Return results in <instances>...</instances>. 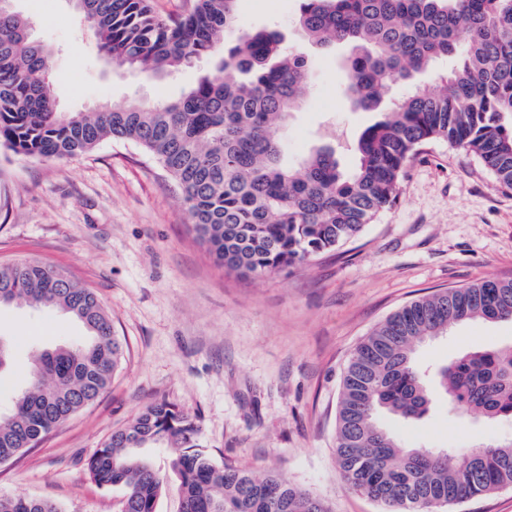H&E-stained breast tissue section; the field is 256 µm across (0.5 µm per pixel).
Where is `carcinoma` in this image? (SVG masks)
I'll return each mask as SVG.
<instances>
[{
    "label": "carcinoma",
    "instance_id": "cac0c4a2",
    "mask_svg": "<svg viewBox=\"0 0 512 512\" xmlns=\"http://www.w3.org/2000/svg\"><path fill=\"white\" fill-rule=\"evenodd\" d=\"M81 16L100 54L149 77L219 57L238 23L237 0H189L173 16L152 0H83ZM298 25L323 47H352L344 60L353 110L377 112L392 82L405 94L367 126L355 163L317 149L295 166L281 161L280 133L308 92L307 56L262 29L219 57L213 74L178 101L114 103L63 112L50 81L51 50L29 36V20L0 8V146L62 160L107 139L134 143L179 187L217 264L263 278L306 264L358 237L398 198L410 161L432 139L476 155L512 188V0H300ZM436 73L441 90L415 83ZM52 306L85 336L37 349L31 369L0 413V462L35 447L95 401L124 353L112 319L91 289L38 261L0 262V305ZM512 320V279L490 278L404 305L356 348L342 378L336 470L344 485L386 512H433L512 487V440L462 452L404 448L376 421L385 410L423 417L436 389L459 415L512 418V347L467 351L442 367L436 385L414 365L415 347L472 320ZM12 348L0 337V383L12 376ZM196 418L153 402L115 430L88 463L98 485L122 492V512H156L169 474L179 481L178 512H329L274 471L217 463L199 443ZM170 450V471L144 449ZM0 512H62L28 496H0Z\"/></svg>",
    "mask_w": 512,
    "mask_h": 512
}]
</instances>
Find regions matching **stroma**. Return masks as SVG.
<instances>
[{
	"mask_svg": "<svg viewBox=\"0 0 512 512\" xmlns=\"http://www.w3.org/2000/svg\"><path fill=\"white\" fill-rule=\"evenodd\" d=\"M34 40L53 48L57 102H174L212 69L204 59L154 81L105 64L71 0H14ZM298 0H238L236 36L272 27L311 62V92L283 131L282 161L348 145L374 113L354 112L332 54L303 43ZM34 259L94 291L124 343L111 385L35 448L0 464V495L58 503L64 512H120L121 493L92 481L90 456L149 403L196 416L215 461L274 471L330 512H383L348 489L334 458L341 380L357 345L419 297L512 278V189L474 155L434 140L409 164L397 201L355 239L289 272L241 278L218 266L192 228L175 183L136 145L108 139L70 161L0 148V260ZM0 334L23 379L34 342L78 340L67 315L0 307ZM512 345V321H470L417 347L437 369L468 348ZM380 422L408 448H470L512 440V419L449 414L436 399L419 419Z\"/></svg>",
	"mask_w": 512,
	"mask_h": 512,
	"instance_id": "1",
	"label": "stroma"
}]
</instances>
